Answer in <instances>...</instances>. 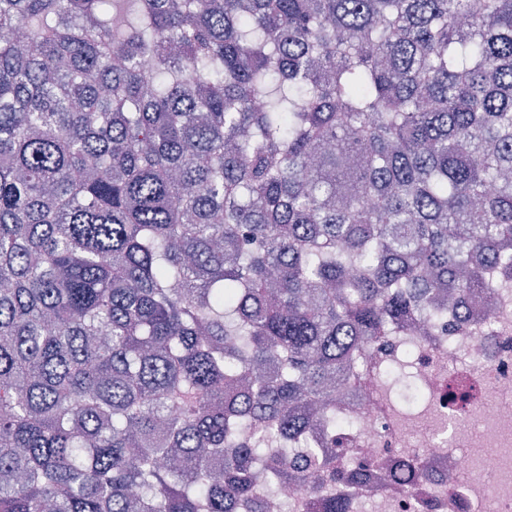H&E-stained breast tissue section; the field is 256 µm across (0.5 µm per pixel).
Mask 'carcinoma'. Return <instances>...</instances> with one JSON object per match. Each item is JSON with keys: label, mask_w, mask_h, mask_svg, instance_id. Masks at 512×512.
I'll list each match as a JSON object with an SVG mask.
<instances>
[{"label": "carcinoma", "mask_w": 512, "mask_h": 512, "mask_svg": "<svg viewBox=\"0 0 512 512\" xmlns=\"http://www.w3.org/2000/svg\"><path fill=\"white\" fill-rule=\"evenodd\" d=\"M495 288L512 0H0V512H347L331 389ZM282 494L288 497V508L294 504L301 503L306 512H322L321 498L325 495V492L314 493L304 487L299 490L294 486H285L282 488Z\"/></svg>", "instance_id": "carcinoma-1"}]
</instances>
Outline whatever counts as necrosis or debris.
I'll list each match as a JSON object with an SVG mask.
<instances>
[{
    "instance_id": "obj_1",
    "label": "necrosis or debris",
    "mask_w": 512,
    "mask_h": 512,
    "mask_svg": "<svg viewBox=\"0 0 512 512\" xmlns=\"http://www.w3.org/2000/svg\"><path fill=\"white\" fill-rule=\"evenodd\" d=\"M464 329L434 316L428 335L398 329L396 350L414 354L423 395L403 407L381 384L396 358L370 357L360 391L336 407L350 456L364 460L349 512H512V290L470 300ZM423 468L409 480L397 461Z\"/></svg>"
}]
</instances>
